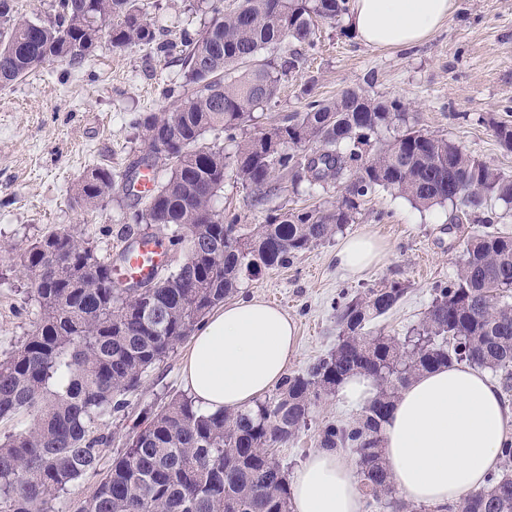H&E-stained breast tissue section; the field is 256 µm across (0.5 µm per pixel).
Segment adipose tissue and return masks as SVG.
<instances>
[{
  "instance_id": "adipose-tissue-1",
  "label": "adipose tissue",
  "mask_w": 512,
  "mask_h": 512,
  "mask_svg": "<svg viewBox=\"0 0 512 512\" xmlns=\"http://www.w3.org/2000/svg\"><path fill=\"white\" fill-rule=\"evenodd\" d=\"M454 0H352L348 23L362 43L410 47L444 23ZM386 246L369 234L347 237L336 265L356 276L379 263ZM297 345L288 314L252 296L213 310L192 337L182 379L203 413L237 411L276 387ZM512 436V407L486 373L453 364L403 386L382 426L392 485L412 505L443 508L484 487ZM292 512H363V496L345 449L307 457L290 483Z\"/></svg>"
}]
</instances>
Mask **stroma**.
Returning <instances> with one entry per match:
<instances>
[{
    "instance_id": "35a3bbf8",
    "label": "stroma",
    "mask_w": 512,
    "mask_h": 512,
    "mask_svg": "<svg viewBox=\"0 0 512 512\" xmlns=\"http://www.w3.org/2000/svg\"><path fill=\"white\" fill-rule=\"evenodd\" d=\"M148 19L165 41L179 42L183 30L207 26L211 12L194 8L195 0H142ZM346 21H317L316 51L305 54L302 67L280 83L275 107L257 112L249 133L261 132L301 112V89L313 83L322 99L361 87L370 95L402 101L419 127L448 138L471 154L512 175V151L499 144L493 126L512 123V0H455L448 21L429 39L408 49H381L360 43ZM178 52L155 46L115 47L101 41L81 67L51 63L12 86L0 87V354L14 349L35 319L26 294V278L12 268L16 249L62 226H87L101 247L120 250L127 210L122 190L110 204L86 214L74 199L83 173L96 164L115 172L131 167L143 143L134 117L168 112L174 100L168 88L181 80ZM280 191L264 206L234 175H226L216 207L235 213L239 223L261 224L289 209L331 208L341 193L332 184L310 196L293 193L287 173L277 177ZM451 205L415 209L404 197L382 191L364 201L355 223L344 235L370 234L389 246L386 260L358 278L345 277L336 266L339 237L298 254L284 267L263 272L241 284L242 297L259 296L295 321L296 353L289 373H302L335 348L339 330L336 304L392 281L407 292L372 331L405 337L418 325L438 281L456 273L466 241L483 231L480 219L449 225ZM185 345L149 370L124 412L111 419L112 445L102 454L110 465L123 448L138 418L171 396L183 393ZM336 397L314 409L308 428L279 449L276 458L295 471L317 449L326 421H350Z\"/></svg>"
}]
</instances>
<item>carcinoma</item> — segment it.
I'll return each instance as SVG.
<instances>
[{
  "instance_id": "obj_1",
  "label": "carcinoma",
  "mask_w": 512,
  "mask_h": 512,
  "mask_svg": "<svg viewBox=\"0 0 512 512\" xmlns=\"http://www.w3.org/2000/svg\"><path fill=\"white\" fill-rule=\"evenodd\" d=\"M200 33L184 32L183 96L170 112L137 116L145 145L123 174L96 166L75 188L89 211L103 207L116 181L126 194L158 163L167 178L137 197L132 224H164L184 254L177 269L121 288L112 280V253L94 234L57 228L18 254L28 294L38 306L30 333L0 358V421L16 427L0 435V512H56L55 500L89 474L100 476L76 512H290L288 470L274 450L308 428L313 409L356 372L377 389L363 414L327 422L321 448H350L361 487L388 512H415L396 498L381 448V430L399 389L441 366L467 363L512 375V236L493 227L465 244L456 275L435 283L432 301L399 339L369 326L406 293L399 281L336 305V348L306 372L285 376L275 392L246 412L204 414L182 394L145 414L125 448L100 470L112 445L109 420L127 407L143 376L190 336L206 315L233 296L244 280L284 267L299 253L354 223L361 204L394 191L419 211L455 205L451 221L512 204V177L462 146L410 119L399 100L347 89L332 100L306 88L305 110L249 136L254 111L275 106L280 81L301 64L276 49L308 42L313 19L338 21L349 0H239ZM114 46L150 45L156 28L138 0H54L46 19H22L15 0H0V86L38 66L79 67L102 34ZM396 130L390 140L383 131ZM209 133L234 144L232 153L205 144ZM512 151V124L494 125ZM282 142L271 154L267 140ZM286 171L293 191L342 186L332 209L273 214L265 223H237L215 209L232 172L264 201L278 194ZM486 486L448 512H512V440Z\"/></svg>"
}]
</instances>
